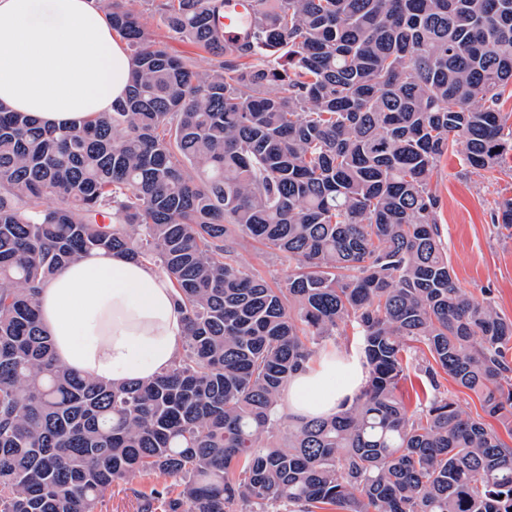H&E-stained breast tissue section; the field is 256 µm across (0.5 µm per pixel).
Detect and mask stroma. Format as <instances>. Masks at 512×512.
Instances as JSON below:
<instances>
[{
	"label": "stroma",
	"instance_id": "obj_1",
	"mask_svg": "<svg viewBox=\"0 0 512 512\" xmlns=\"http://www.w3.org/2000/svg\"><path fill=\"white\" fill-rule=\"evenodd\" d=\"M128 5L170 52L197 68L210 66L209 54L169 32L143 0H129ZM431 185L440 198L438 222L458 285L475 299L491 298L497 312L512 319V229L493 221L498 203L512 198V154L492 172L466 165L462 154H450L434 171ZM236 249L240 261L271 287L287 281L290 268L280 265L259 244L241 240ZM154 487L177 489L172 478L137 474L113 483L102 495L98 512H140L141 494Z\"/></svg>",
	"mask_w": 512,
	"mask_h": 512
}]
</instances>
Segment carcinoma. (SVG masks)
<instances>
[{
	"mask_svg": "<svg viewBox=\"0 0 512 512\" xmlns=\"http://www.w3.org/2000/svg\"><path fill=\"white\" fill-rule=\"evenodd\" d=\"M127 96L80 128L0 106V512H97L133 473L141 512H512V448L441 391L512 417V319L459 288L431 177L512 151V0H151L212 56L172 54L126 0ZM293 269L282 288L238 239ZM95 249L159 268L186 313L172 366L107 385L58 364L42 286ZM350 322L366 381L329 418L280 414L288 379ZM429 386L399 394L418 345ZM251 0H227L224 7V36L228 41H238L243 36L242 28L245 20L239 17L243 12L242 4ZM154 487H167L174 494L178 490L175 480L167 476L137 474L113 483L101 496L97 512H139V494H148Z\"/></svg>",
	"mask_w": 512,
	"mask_h": 512,
	"instance_id": "1",
	"label": "carcinoma"
}]
</instances>
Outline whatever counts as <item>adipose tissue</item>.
Listing matches in <instances>:
<instances>
[{"label": "adipose tissue", "instance_id": "ef3b65f1", "mask_svg": "<svg viewBox=\"0 0 512 512\" xmlns=\"http://www.w3.org/2000/svg\"><path fill=\"white\" fill-rule=\"evenodd\" d=\"M134 61L95 0H0V105L56 126L82 124L124 98ZM55 358L106 384L145 381L185 342L169 278L130 256L94 250L38 296ZM364 382L359 365L322 350L286 386L287 413L327 416Z\"/></svg>", "mask_w": 512, "mask_h": 512}]
</instances>
